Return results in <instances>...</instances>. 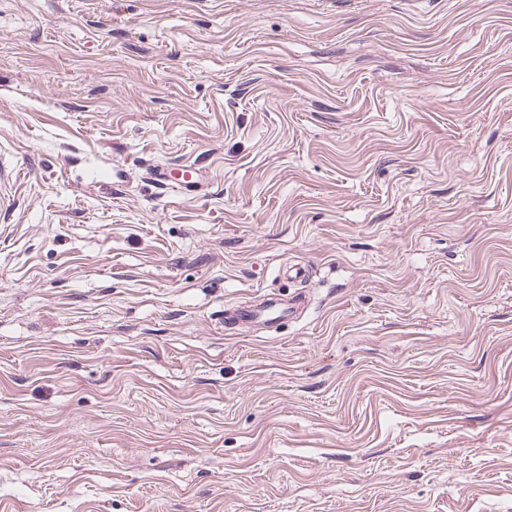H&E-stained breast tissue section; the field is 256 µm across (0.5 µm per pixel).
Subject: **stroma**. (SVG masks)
Listing matches in <instances>:
<instances>
[{"label": "stroma", "instance_id": "35a3bbf8", "mask_svg": "<svg viewBox=\"0 0 512 512\" xmlns=\"http://www.w3.org/2000/svg\"><path fill=\"white\" fill-rule=\"evenodd\" d=\"M0 194V512H512V0H0ZM298 308V302H288V305H285L272 299L236 307L225 317L224 327L238 329L255 324L277 323L292 317Z\"/></svg>", "mask_w": 512, "mask_h": 512}]
</instances>
